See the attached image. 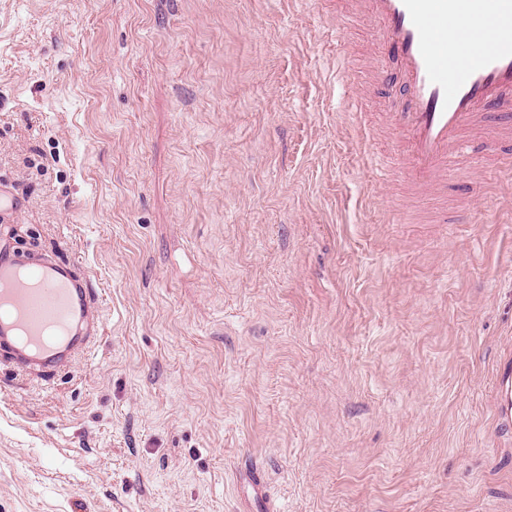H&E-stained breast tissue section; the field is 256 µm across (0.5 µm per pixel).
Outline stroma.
Listing matches in <instances>:
<instances>
[{
	"mask_svg": "<svg viewBox=\"0 0 512 512\" xmlns=\"http://www.w3.org/2000/svg\"><path fill=\"white\" fill-rule=\"evenodd\" d=\"M349 11L0 0V238L101 303L52 382L0 365V512H512V165L381 178ZM511 359H505L494 387V402L497 422L501 429L512 431V380Z\"/></svg>",
	"mask_w": 512,
	"mask_h": 512,
	"instance_id": "1",
	"label": "stroma"
}]
</instances>
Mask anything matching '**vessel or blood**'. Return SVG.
<instances>
[{
	"instance_id": "obj_1",
	"label": "vessel or blood",
	"mask_w": 512,
	"mask_h": 512,
	"mask_svg": "<svg viewBox=\"0 0 512 512\" xmlns=\"http://www.w3.org/2000/svg\"><path fill=\"white\" fill-rule=\"evenodd\" d=\"M387 77L397 61L399 93L383 112L408 185L429 189L468 150L489 113L512 107V0H354ZM98 300L77 265L33 263L0 242V357L51 377L89 352L84 331ZM497 422L512 431V361L494 387Z\"/></svg>"
}]
</instances>
